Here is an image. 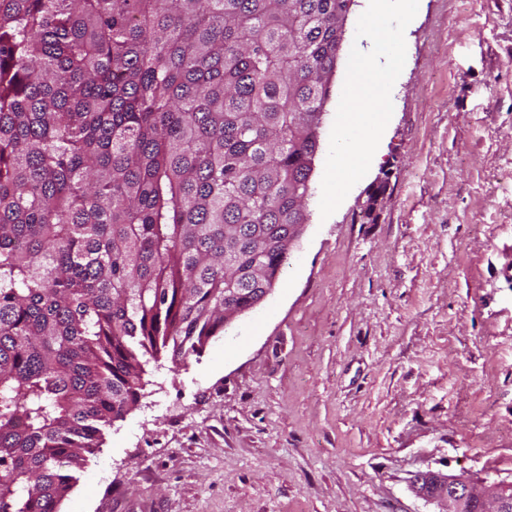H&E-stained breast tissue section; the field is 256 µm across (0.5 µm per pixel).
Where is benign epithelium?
Returning a JSON list of instances; mask_svg holds the SVG:
<instances>
[{"instance_id": "1", "label": "benign epithelium", "mask_w": 512, "mask_h": 512, "mask_svg": "<svg viewBox=\"0 0 512 512\" xmlns=\"http://www.w3.org/2000/svg\"><path fill=\"white\" fill-rule=\"evenodd\" d=\"M416 493L439 512H512V482L473 481L439 472L414 476Z\"/></svg>"}]
</instances>
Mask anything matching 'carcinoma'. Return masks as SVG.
I'll use <instances>...</instances> for the list:
<instances>
[{"label": "carcinoma", "instance_id": "1", "mask_svg": "<svg viewBox=\"0 0 512 512\" xmlns=\"http://www.w3.org/2000/svg\"><path fill=\"white\" fill-rule=\"evenodd\" d=\"M353 0H0V512H60L276 272Z\"/></svg>", "mask_w": 512, "mask_h": 512}]
</instances>
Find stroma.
<instances>
[{"instance_id":"obj_1","label":"stroma","mask_w":512,"mask_h":512,"mask_svg":"<svg viewBox=\"0 0 512 512\" xmlns=\"http://www.w3.org/2000/svg\"><path fill=\"white\" fill-rule=\"evenodd\" d=\"M362 5L273 290L187 364L147 357L61 512H437L414 474L512 482V0H419L370 169L325 218Z\"/></svg>"}]
</instances>
